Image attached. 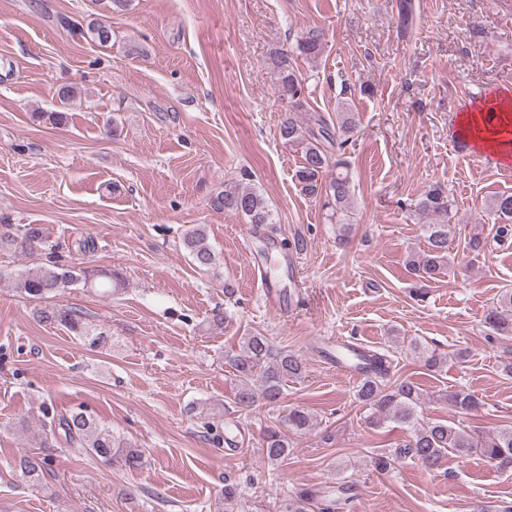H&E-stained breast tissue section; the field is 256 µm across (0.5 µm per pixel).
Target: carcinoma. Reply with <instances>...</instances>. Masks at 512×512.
Segmentation results:
<instances>
[{"instance_id": "carcinoma-1", "label": "carcinoma", "mask_w": 512, "mask_h": 512, "mask_svg": "<svg viewBox=\"0 0 512 512\" xmlns=\"http://www.w3.org/2000/svg\"><path fill=\"white\" fill-rule=\"evenodd\" d=\"M80 35L104 45L112 38L111 30L102 22L92 23ZM324 47L323 32L310 29L297 40L296 51L306 60H315ZM277 70L278 94L287 103L290 115L279 127L280 139L301 151V165L295 177L301 191L322 201L329 220L348 229L346 217L353 203L352 175L348 163L342 158L344 147L356 129L350 112L336 113V124H329L323 116L316 118L317 127L309 126L294 117L304 107V80L292 66L288 52H280L271 60ZM242 179L224 185V190L212 197L215 210L230 211L242 216L254 226L275 223L274 214L264 196ZM450 200L448 192L440 186L425 191L418 199L416 211L429 218L423 225L426 249L408 257L410 272L421 281H433L445 274L450 263V245L455 228L448 224ZM491 211L500 223L501 237L512 234V194H500L491 203ZM185 250L195 266L209 272L216 267V256L205 230L197 225L186 230L182 238ZM14 248L23 251L50 250L52 245L43 237L40 228L29 226L21 238L0 236V249ZM80 284L95 288L106 297L122 288L121 279L110 270L93 267L67 268L54 261L41 266L36 272L16 280V288L33 300H44L59 295L65 289ZM40 319L59 324L91 347L108 346L109 334L90 323L85 314L71 307L53 306L39 310ZM486 323L499 336H512V288L500 291L496 303L485 318ZM411 350L431 371H442L447 358L427 347L415 345ZM360 378L356 399L368 409L369 422L380 427L393 423L409 433V439L398 448H382L373 453L371 462L375 469L387 471L399 460L410 457L428 469H435L449 453L460 457L478 454L489 460L512 464V425L492 432L466 429L444 419H430L423 415V394L412 381L393 378L391 365L381 354L356 353L352 359ZM238 385L234 403L248 408L255 402L254 387L272 406L282 399L284 386L291 377L302 373V361L293 354L275 349L269 337L251 332L241 337L240 352L228 359ZM460 415H468L481 406V400L463 389L444 396ZM313 426V416L305 408L292 407L277 416L266 427L260 443L261 454L268 464L278 466L293 453L294 437L307 433ZM52 432L70 448L95 455L106 461L137 468L142 464V453L132 444L117 437L112 429L94 416L79 410L58 416ZM47 460L27 458L20 462V469L32 485L41 482ZM240 490L237 484L224 481V512H238ZM313 492L300 490L285 500L282 512H307Z\"/></svg>"}]
</instances>
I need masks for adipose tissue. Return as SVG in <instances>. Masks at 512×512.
I'll return each instance as SVG.
<instances>
[{
    "label": "adipose tissue",
    "instance_id": "adipose-tissue-1",
    "mask_svg": "<svg viewBox=\"0 0 512 512\" xmlns=\"http://www.w3.org/2000/svg\"><path fill=\"white\" fill-rule=\"evenodd\" d=\"M487 111L511 113L512 92L505 90L496 93L486 101L485 105L465 109L457 120L460 132L481 153L489 154L501 162L512 160V145L505 140L503 129L481 123L480 117Z\"/></svg>",
    "mask_w": 512,
    "mask_h": 512
}]
</instances>
